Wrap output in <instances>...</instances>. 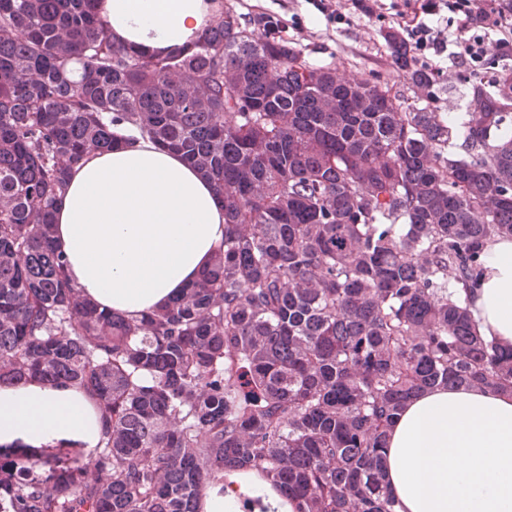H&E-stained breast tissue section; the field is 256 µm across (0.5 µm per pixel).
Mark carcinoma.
I'll list each match as a JSON object with an SVG mask.
<instances>
[{
	"label": "carcinoma",
	"instance_id": "1",
	"mask_svg": "<svg viewBox=\"0 0 512 512\" xmlns=\"http://www.w3.org/2000/svg\"><path fill=\"white\" fill-rule=\"evenodd\" d=\"M395 66L432 73L389 37ZM512 83L448 120L315 67L227 10L192 47L115 43L93 0H0V385L82 389L92 451L0 450V512H201L255 472L293 512H398L387 431L437 386L512 391V348L469 298L512 236ZM137 130L224 198V246L168 305L98 309L65 274L54 206L91 151Z\"/></svg>",
	"mask_w": 512,
	"mask_h": 512
}]
</instances>
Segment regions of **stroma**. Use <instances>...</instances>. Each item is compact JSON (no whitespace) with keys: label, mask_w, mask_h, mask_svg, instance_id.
Segmentation results:
<instances>
[{"label":"stroma","mask_w":512,"mask_h":512,"mask_svg":"<svg viewBox=\"0 0 512 512\" xmlns=\"http://www.w3.org/2000/svg\"><path fill=\"white\" fill-rule=\"evenodd\" d=\"M221 9H232L243 27L262 34L255 21L272 16L279 21L280 39L300 49L311 64L338 69L348 80L372 76L384 81L400 107L429 106L440 112L453 129L451 150L465 154L464 123L470 110L471 86L480 81L498 85L512 74L502 70L494 55H487L480 66L462 65L454 56L418 57L420 66L436 73L434 96L426 98L423 91L412 87L392 63L388 35L397 21L391 0H377L371 14L353 7V0H331L336 10L346 15L343 23L333 22L318 11L312 0H219Z\"/></svg>","instance_id":"35a3bbf8"}]
</instances>
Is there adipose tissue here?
Returning <instances> with one entry per match:
<instances>
[{
	"instance_id": "ef3b65f1",
	"label": "adipose tissue",
	"mask_w": 512,
	"mask_h": 512,
	"mask_svg": "<svg viewBox=\"0 0 512 512\" xmlns=\"http://www.w3.org/2000/svg\"><path fill=\"white\" fill-rule=\"evenodd\" d=\"M117 43L145 53L190 46L218 0H96ZM70 281L101 308L137 317L187 288L224 244V200L184 158L130 133L74 168L55 208ZM471 312L480 336L512 346V237L483 254ZM101 416L79 388L32 379L0 385V446L92 449ZM385 479L400 512H512V393L436 387L407 402L388 431ZM292 505L258 476L209 485L201 512Z\"/></svg>"
}]
</instances>
